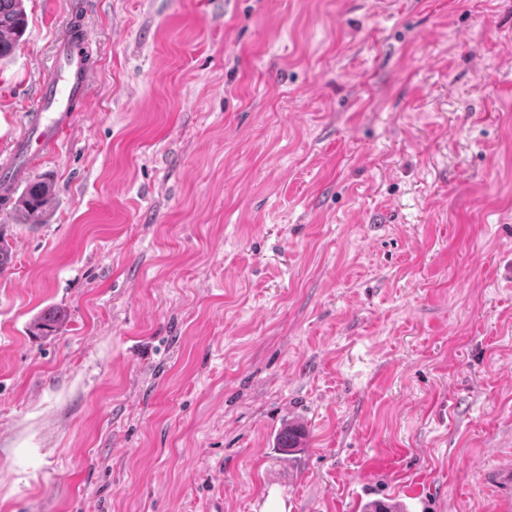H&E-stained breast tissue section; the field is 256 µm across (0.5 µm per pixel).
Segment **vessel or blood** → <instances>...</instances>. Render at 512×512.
I'll use <instances>...</instances> for the list:
<instances>
[{"label":"vessel or blood","mask_w":512,"mask_h":512,"mask_svg":"<svg viewBox=\"0 0 512 512\" xmlns=\"http://www.w3.org/2000/svg\"><path fill=\"white\" fill-rule=\"evenodd\" d=\"M83 7L72 10L53 41L52 62L35 92V105L25 113L11 147L0 158V194L11 197L36 161L60 152L70 128L87 110L94 57L80 21Z\"/></svg>","instance_id":"vessel-or-blood-1"}]
</instances>
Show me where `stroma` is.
Masks as SVG:
<instances>
[{"label": "stroma", "instance_id": "stroma-1", "mask_svg": "<svg viewBox=\"0 0 512 512\" xmlns=\"http://www.w3.org/2000/svg\"><path fill=\"white\" fill-rule=\"evenodd\" d=\"M90 2L51 207L0 211V512H502L512 0ZM302 427L294 422H289L276 435V445L281 451L289 455L295 448L301 447Z\"/></svg>", "mask_w": 512, "mask_h": 512}]
</instances>
